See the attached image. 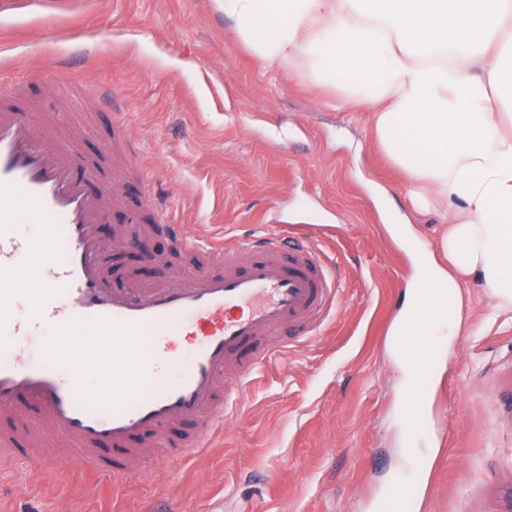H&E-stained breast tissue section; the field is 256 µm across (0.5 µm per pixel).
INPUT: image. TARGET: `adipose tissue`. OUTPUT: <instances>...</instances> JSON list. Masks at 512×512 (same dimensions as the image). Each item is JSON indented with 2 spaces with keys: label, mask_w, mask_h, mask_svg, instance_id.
<instances>
[{
  "label": "adipose tissue",
  "mask_w": 512,
  "mask_h": 512,
  "mask_svg": "<svg viewBox=\"0 0 512 512\" xmlns=\"http://www.w3.org/2000/svg\"><path fill=\"white\" fill-rule=\"evenodd\" d=\"M236 36L264 63L305 68L374 112V135L420 185V205L440 199L451 221L418 263L391 338L407 393L430 376L462 326L459 276L477 279L512 309V136L499 103L512 99V52L495 51L512 0H218ZM475 60L468 72L449 55ZM448 259L440 265L438 256Z\"/></svg>",
  "instance_id": "1"
}]
</instances>
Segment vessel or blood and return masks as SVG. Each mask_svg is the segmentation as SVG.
I'll use <instances>...</instances> for the list:
<instances>
[{
    "label": "vessel or blood",
    "mask_w": 512,
    "mask_h": 512,
    "mask_svg": "<svg viewBox=\"0 0 512 512\" xmlns=\"http://www.w3.org/2000/svg\"><path fill=\"white\" fill-rule=\"evenodd\" d=\"M119 183L85 169L74 151L50 144L35 113L0 102V273L22 276L23 256L46 252L64 236L62 262L47 263L43 299L25 312L0 304V330L35 335L45 329L67 335L84 322L110 328L120 345L112 353V379L126 386L148 381L136 399L113 396L111 406L92 403L84 387L88 362L66 370L17 354L0 358V458L23 463L43 458L40 439L60 438L59 457H74L103 475H125L154 463L155 448L186 456L206 447L223 428L252 377L275 349L316 335L335 313L343 280L321 256L320 232L292 239L287 229L260 230L220 242L189 234L167 220V206L146 194L141 212L193 261L167 282L111 287L104 276L109 245L97 233ZM33 202L43 232L15 233L20 204ZM132 213L130 222H140ZM195 331L201 341L186 363L172 354L173 337ZM149 334V355L132 336ZM512 415V364L491 381ZM194 421L197 430L177 441L170 427Z\"/></svg>",
    "instance_id": "1"
}]
</instances>
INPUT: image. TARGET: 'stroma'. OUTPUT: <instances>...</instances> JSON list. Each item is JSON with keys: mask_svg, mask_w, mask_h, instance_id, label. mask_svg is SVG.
Listing matches in <instances>:
<instances>
[{"mask_svg": "<svg viewBox=\"0 0 512 512\" xmlns=\"http://www.w3.org/2000/svg\"><path fill=\"white\" fill-rule=\"evenodd\" d=\"M62 94L47 84L58 60ZM22 80L55 138L80 128L82 157L115 137L139 148L170 223L194 235H244L260 224L323 226L325 259L343 277L336 313L279 353L241 393L212 447L105 478L50 457L0 461L9 512H390V486L413 473L406 407L434 420L424 458L439 464L426 512H487L482 491L512 480V424L490 382L512 362V312L490 315L484 289L460 280L464 322L432 388L406 398L390 336L418 274L394 224L434 245L443 207L412 206L407 181L378 146L372 112L304 70L264 64L215 0H8L0 6V81ZM112 86L111 109L94 98ZM140 242L150 272L109 260V283L159 282L173 248Z\"/></svg>", "mask_w": 512, "mask_h": 512, "instance_id": "obj_1", "label": "stroma"}]
</instances>
